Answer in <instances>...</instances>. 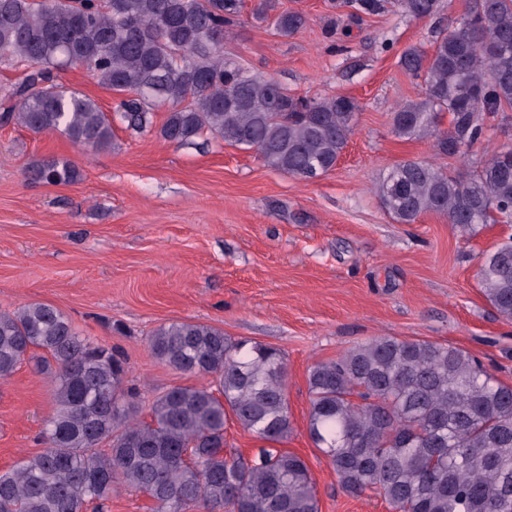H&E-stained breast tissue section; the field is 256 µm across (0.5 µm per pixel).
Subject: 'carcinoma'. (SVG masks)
<instances>
[{"label":"carcinoma","mask_w":512,"mask_h":512,"mask_svg":"<svg viewBox=\"0 0 512 512\" xmlns=\"http://www.w3.org/2000/svg\"><path fill=\"white\" fill-rule=\"evenodd\" d=\"M389 3L415 19L438 7V0L347 6L360 19ZM240 13L241 0H0V64L23 68L19 82L0 89V125L112 147V119L59 83L80 65L102 87L126 94L113 114L128 131H145L163 104L159 133L168 142L209 133L299 179L329 172L353 132L357 103L296 96L224 53ZM256 19L286 38L307 22L279 0H261ZM399 65L423 81V97L397 105L392 134L431 138L437 155L466 157L486 120L512 108V0H475L431 48H407ZM27 175L67 184L81 173L51 157L32 162ZM375 189L401 224L435 213L475 235L486 224H512V150L466 173L402 160ZM477 277L497 315L511 322L512 236L482 258ZM147 345L159 363L203 383L156 394L144 421L140 393L112 348L79 335L49 304L0 311V381L33 361L51 375L56 404L42 430L45 447L0 471V512H106L120 487L147 496L154 512H319L304 458L261 448L246 459L225 448L231 421L266 442L288 438L284 352L186 321L159 326ZM308 393L310 438L344 493L375 492L393 512H512V385L468 351L374 337L315 363Z\"/></svg>","instance_id":"cac0c4a2"}]
</instances>
